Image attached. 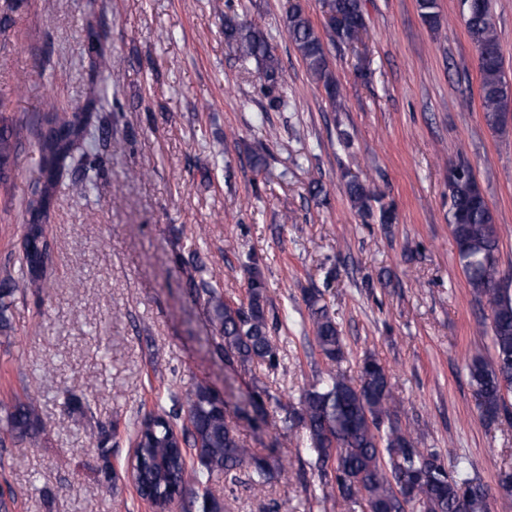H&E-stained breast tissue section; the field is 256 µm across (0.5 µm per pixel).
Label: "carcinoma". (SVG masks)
<instances>
[{
    "label": "carcinoma",
    "instance_id": "1",
    "mask_svg": "<svg viewBox=\"0 0 512 512\" xmlns=\"http://www.w3.org/2000/svg\"><path fill=\"white\" fill-rule=\"evenodd\" d=\"M328 18L327 35L333 43L354 45L361 40V0H322ZM421 16L435 27L439 24L436 0H419ZM468 36L477 50L479 101L485 123L494 131L507 128V103L512 97L494 25L489 0L474 2L464 11ZM288 38L312 80L323 87L333 109L342 107L339 83L331 67L324 40L303 7L293 3L283 17ZM224 41L240 59L252 61L269 94L283 84V72L269 38L260 29L224 14ZM26 127L0 117V164L10 165ZM85 140L84 128L60 123L49 114L37 134L38 150L62 163ZM458 171L448 177V222L455 239L458 262L467 283L490 310L494 361L476 354L468 364L469 380L477 396L480 417L488 422L512 416V274L499 269V229L471 165L461 160ZM59 175L44 185L43 196L30 203L29 211L39 217L45 199L56 190ZM351 205L363 216L373 215L379 204V221L392 222L389 207L379 203L358 179L345 185ZM51 243L34 228L21 261L22 277L28 288L40 290L44 278L34 276L30 266H46ZM247 301L224 298L219 286L203 277L191 279L195 297L204 302L219 339L224 358L247 370L255 361L275 369L280 352L269 323L271 303L257 259L249 258ZM15 289L10 281L0 284V331L11 328L9 311ZM314 340L326 368L322 378L305 388L299 406L276 400L285 412L288 432L306 429L315 467L321 480L336 488L345 503L365 499L371 512H403L405 504H419L423 512H489L495 497L512 505V473L501 474L497 488H484L466 468L448 471L435 452L415 446L409 430L394 423L395 398L385 367L367 356L358 364L357 377L340 370L344 343L336 320L317 297L308 299ZM169 405H159L150 416L135 424L137 448L131 478L137 493L150 499L157 512H166L177 491H184L183 510L225 512L223 500L209 488L214 478L245 470L251 483L263 487L280 479V459L259 457L240 441L227 404L208 385L198 384L183 392H169ZM6 432L13 439L32 443L46 431L36 403L19 401L6 409Z\"/></svg>",
    "mask_w": 512,
    "mask_h": 512
}]
</instances>
